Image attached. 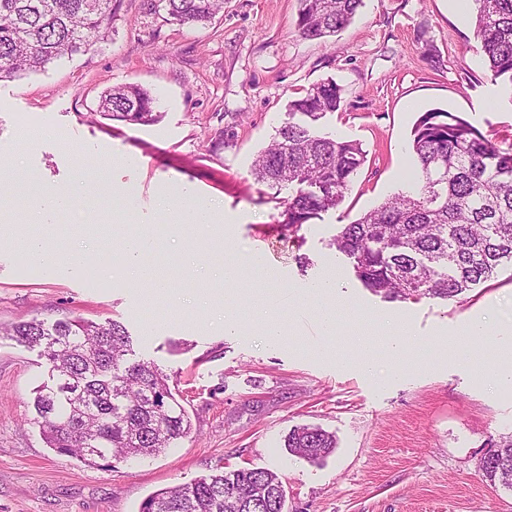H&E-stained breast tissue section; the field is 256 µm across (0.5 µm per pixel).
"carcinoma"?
Returning a JSON list of instances; mask_svg holds the SVG:
<instances>
[{"instance_id": "carcinoma-1", "label": "carcinoma", "mask_w": 512, "mask_h": 512, "mask_svg": "<svg viewBox=\"0 0 512 512\" xmlns=\"http://www.w3.org/2000/svg\"><path fill=\"white\" fill-rule=\"evenodd\" d=\"M170 20L205 24L224 0H160ZM298 29L306 38L331 36L351 23L362 0H300ZM476 32L493 79L512 85V0H474ZM114 0H0V82L42 71L107 38ZM342 88L313 86L289 102L303 120L284 126L258 156L259 183L288 187L282 224L298 229L342 202L366 162L361 144L320 135L314 123L336 112ZM99 113L130 124L157 121L154 100L135 84L104 93ZM412 149L421 172L416 190L386 198L335 238L356 277L389 300H452L512 264V148L502 149L448 112L423 113ZM5 334L41 348L49 382L35 391L36 423L47 446L87 466L163 452L188 436L191 420L154 365H125L127 329L82 318L47 326L33 318ZM285 447L316 460L336 440L320 428L290 430ZM480 470L512 489V435L493 444ZM274 472L221 470L149 496L139 512H287Z\"/></svg>"}]
</instances>
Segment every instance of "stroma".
I'll use <instances>...</instances> for the list:
<instances>
[{"label":"stroma","instance_id":"obj_1","mask_svg":"<svg viewBox=\"0 0 512 512\" xmlns=\"http://www.w3.org/2000/svg\"><path fill=\"white\" fill-rule=\"evenodd\" d=\"M298 10L299 0H224L211 23L181 25L157 0H117L104 42L0 82V155L16 175L67 185L90 158L110 173L48 224L33 223L16 193H0L9 214L0 222V326L122 323L128 362L167 374L193 424L165 452L108 469L59 454L34 422V392L48 380L41 350L0 335V512H139L153 493L219 467L276 473L288 512H512V490L491 486L479 468L512 432V388L490 381L496 343L435 362L472 320L512 326V265L449 301H391L365 288L333 244L342 225L415 188L411 139L423 113H451L511 147L512 84L492 80L474 12L458 15L448 0H364L349 26L318 40L300 35ZM329 79L344 102L316 130L359 142L367 161L338 208L295 231L279 224L283 206L253 163L289 122V101ZM125 84L150 93L157 122L98 115L100 96ZM166 187L181 190L185 206L216 203L215 223L154 236ZM32 234L71 253L75 268L51 275L29 265ZM131 234L174 257L167 293L118 273ZM228 250L243 262L231 286L213 276ZM333 272L347 306L325 335L306 289ZM258 304L277 309L285 344L266 343ZM228 312L239 321L232 334ZM384 316L411 326L406 374L391 377L383 353L372 376L342 368L377 341ZM303 424L332 433L334 452L314 463L289 453L285 437Z\"/></svg>","mask_w":512,"mask_h":512}]
</instances>
